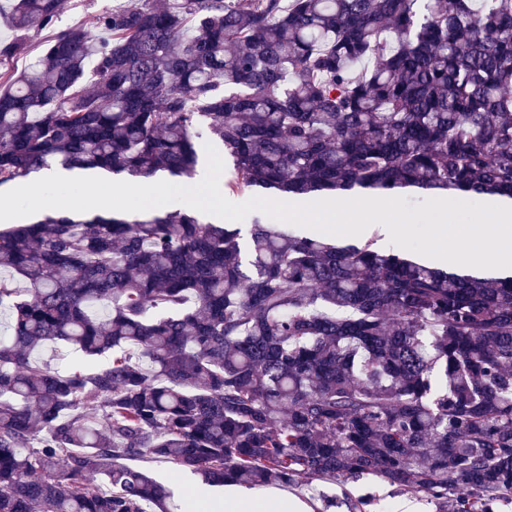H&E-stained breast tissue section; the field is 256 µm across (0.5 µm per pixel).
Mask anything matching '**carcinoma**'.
Returning a JSON list of instances; mask_svg holds the SVG:
<instances>
[{"mask_svg":"<svg viewBox=\"0 0 512 512\" xmlns=\"http://www.w3.org/2000/svg\"><path fill=\"white\" fill-rule=\"evenodd\" d=\"M60 10L6 0L0 64ZM201 128L229 196L512 197V0H127L0 72V185L190 178ZM3 272L0 512H175L143 458L247 489L371 475L436 512L512 494V279L181 209L1 224ZM47 342L106 362L52 369ZM322 199L327 198H353V197H406L408 198L409 203H421L424 199L429 198H453V199H461L472 202H482V203H492V204H500L506 206H512V199L507 197H501L497 195H485L478 199H472L463 195L461 192L457 191H449V192H441V193H431L422 189H418L415 187H407L397 189L391 193L385 194L378 190H369L361 187H354L349 191H345L340 195H334L329 193H319V196Z\"/></svg>","mask_w":512,"mask_h":512,"instance_id":"obj_1","label":"carcinoma"}]
</instances>
